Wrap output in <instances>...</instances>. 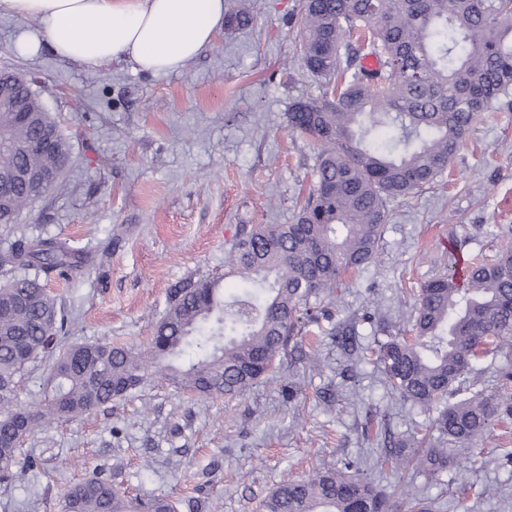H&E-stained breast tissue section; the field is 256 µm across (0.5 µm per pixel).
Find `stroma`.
Returning a JSON list of instances; mask_svg holds the SVG:
<instances>
[{"instance_id": "1", "label": "stroma", "mask_w": 512, "mask_h": 512, "mask_svg": "<svg viewBox=\"0 0 512 512\" xmlns=\"http://www.w3.org/2000/svg\"><path fill=\"white\" fill-rule=\"evenodd\" d=\"M251 7L252 26L221 29L182 69L160 75L19 53L42 29L0 14V68L34 78L71 144L63 190L0 227V242L52 235L86 253L83 268L47 283L74 340L142 349L176 283L218 277L237 292L225 252L245 228L290 223L314 184L319 149L286 121L294 101L324 92L299 60L300 0ZM388 211L374 262L346 275L333 297L310 298L313 321L263 382L231 399L153 379L39 429L23 451L35 469L0 486V506L60 512L63 491L101 470L127 495L171 500L177 512H256L284 477L351 462L394 512H407L404 485L440 512H512L505 425L436 481L380 464L388 439L421 436L435 414L395 395L367 359L385 326L408 328L424 282L512 241V97L474 122L450 168ZM351 322L350 353L335 332Z\"/></svg>"}]
</instances>
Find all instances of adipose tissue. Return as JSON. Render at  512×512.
I'll return each mask as SVG.
<instances>
[{
    "label": "adipose tissue",
    "instance_id": "1",
    "mask_svg": "<svg viewBox=\"0 0 512 512\" xmlns=\"http://www.w3.org/2000/svg\"><path fill=\"white\" fill-rule=\"evenodd\" d=\"M44 26V47L61 57L97 65L128 60L151 74L182 68L210 44L224 23V0H0V13Z\"/></svg>",
    "mask_w": 512,
    "mask_h": 512
}]
</instances>
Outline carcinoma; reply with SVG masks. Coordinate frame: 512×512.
<instances>
[{
    "instance_id": "cac0c4a2",
    "label": "carcinoma",
    "mask_w": 512,
    "mask_h": 512,
    "mask_svg": "<svg viewBox=\"0 0 512 512\" xmlns=\"http://www.w3.org/2000/svg\"><path fill=\"white\" fill-rule=\"evenodd\" d=\"M226 27L252 22L246 6ZM300 58L323 81L317 98L298 100L288 127L315 140L317 185L291 224H258L225 253L227 274L243 292L226 301L221 278L186 279L172 288L145 350L110 342L60 345L70 327L40 279L80 267L82 257L55 237L18 236L0 248V484L25 474L22 445L55 420L90 413L159 378L198 397L244 394L276 360L309 315V298L330 296L346 272L376 258L387 203L422 188L456 157L477 116L512 95V0H303ZM382 63L369 74L363 54ZM29 111L0 98V225L59 187L70 145L36 94L22 87ZM27 171L52 176L25 183ZM34 270L31 278L28 270ZM412 335L377 343L373 361L404 400L435 410L437 436L383 460L436 478L448 462L469 459L471 445L512 420V368L497 390L476 388L474 363L512 348V250L470 259L420 289ZM194 347L199 358L175 357ZM48 360L47 396L21 405L28 366ZM387 495L359 469L325 467L286 479L258 512H389ZM61 512H176L158 497L131 498L106 476L69 486Z\"/></svg>"
}]
</instances>
